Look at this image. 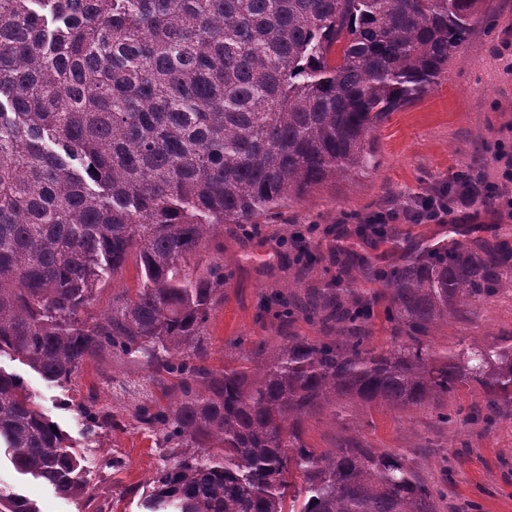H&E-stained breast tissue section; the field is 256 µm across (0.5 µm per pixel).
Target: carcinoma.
<instances>
[{
	"label": "carcinoma",
	"mask_w": 512,
	"mask_h": 512,
	"mask_svg": "<svg viewBox=\"0 0 512 512\" xmlns=\"http://www.w3.org/2000/svg\"><path fill=\"white\" fill-rule=\"evenodd\" d=\"M484 0H0V352L68 384L107 352L141 364L131 425L164 462L146 512H439L404 456L318 453L309 417L350 404L429 409L478 391L491 425L512 404V335L440 353L439 328L512 288V244H424L375 267L348 253L307 306L336 335L290 336L263 364L215 372L204 345L231 273L192 261L217 229L247 235L313 188L377 166L375 128L437 83ZM139 287L82 313L130 254ZM368 277L383 289L342 287ZM390 331L373 345L374 320ZM167 375L180 398L147 387ZM91 429L112 425L92 403ZM34 397L0 371V447L13 466L79 497L80 458ZM300 474L304 486L293 490ZM0 512H39L0 491Z\"/></svg>",
	"instance_id": "carcinoma-1"
}]
</instances>
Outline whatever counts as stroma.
<instances>
[{
	"mask_svg": "<svg viewBox=\"0 0 512 512\" xmlns=\"http://www.w3.org/2000/svg\"><path fill=\"white\" fill-rule=\"evenodd\" d=\"M378 166L365 174L326 183L260 220L249 239L225 225L203 247L204 259L226 263L232 277L206 327L209 367L220 370L228 357L251 353L258 341L275 347L287 336L317 339L329 330L304 319L283 321L269 297L302 299L336 279L333 238L357 252L377 256L385 244L361 230L371 212L405 207L447 185L472 168L496 179L502 167L499 147L512 152V0H485L483 13L466 41L449 60L437 84L381 124L376 131ZM465 226L470 238L489 239L512 229V219L484 204L450 213L440 224H395L389 235L401 245L453 237ZM300 238L318 261L301 270L287 239ZM512 333V289L472 301L465 313L450 317L433 338L435 350L460 349L465 339L485 341ZM0 370L20 378L40 411L73 443L80 458L96 457L99 470H81L83 497L56 492L49 484L19 473L0 452V490L36 503L39 512H144L148 481L162 453L142 430L128 426L129 395L114 392L109 378L144 376L145 369L101 355L88 359L72 384L45 380L14 355L0 354ZM110 407L112 428L90 432L79 414L91 400ZM478 392L461 390L448 405L461 419L444 424L428 410H393L353 404L326 412L305 424V440L317 452H332L357 440L366 448L404 455L429 485L441 490L440 512H512V407L495 423L470 420L481 405Z\"/></svg>",
	"mask_w": 512,
	"mask_h": 512,
	"instance_id": "35a3bbf8",
	"label": "stroma"
}]
</instances>
